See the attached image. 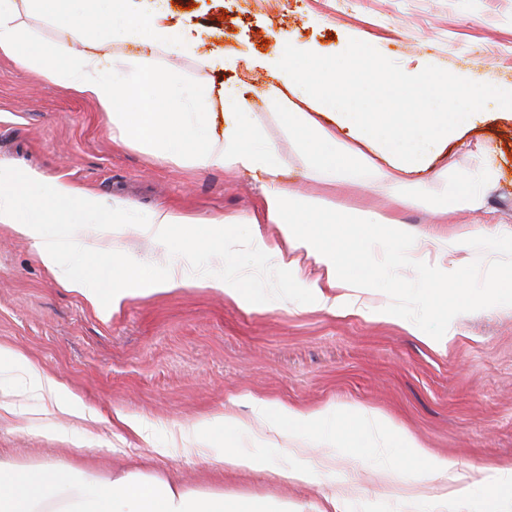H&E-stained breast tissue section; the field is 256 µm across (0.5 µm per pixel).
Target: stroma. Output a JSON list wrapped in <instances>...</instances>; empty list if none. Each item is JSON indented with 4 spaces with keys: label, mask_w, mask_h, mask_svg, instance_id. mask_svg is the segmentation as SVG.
I'll list each match as a JSON object with an SVG mask.
<instances>
[{
    "label": "stroma",
    "mask_w": 512,
    "mask_h": 512,
    "mask_svg": "<svg viewBox=\"0 0 512 512\" xmlns=\"http://www.w3.org/2000/svg\"><path fill=\"white\" fill-rule=\"evenodd\" d=\"M260 0L249 15L228 0H171L166 22L192 39L194 55L150 51L104 36L105 60L150 56L187 83L212 90L215 133L231 115L225 102L248 97L252 121L276 146L286 165L283 183L328 199L342 212L370 203L413 234L439 231L465 236L466 249L449 253L482 295L492 291L512 261V109L496 107L512 94V0ZM365 37L387 73L455 71L460 88L480 90L478 114L468 130L426 161L419 177L424 196L393 208L390 187L375 169L355 170L352 183L334 189L326 175H307L298 134L265 104L259 89L272 82L282 44L303 55L336 59ZM492 166L480 210H464L438 225L433 212L443 181ZM0 164L67 181L103 199L120 198L151 214L170 208L199 226L221 216L249 224L260 210L261 175L200 169L170 160L130 140L120 142L112 121L93 97L47 81L0 55ZM498 253L485 249L487 238ZM102 247L157 265L168 250L127 226L99 236ZM392 234L378 229L366 263L377 285L359 291L361 313L332 314L290 300L252 308L220 291L188 285L167 293L138 290L108 317L61 288L33 239L0 223V347L41 366L66 393L72 413L56 410L55 397L27 399L0 383V458L19 468L66 464L111 477L140 472L177 481L193 494L257 498L274 512H482L483 495L437 503L410 497L379 481L372 464L337 460L309 483L280 474L286 449L300 448L301 463L319 465L326 446L312 431L278 438L263 431L238 435L224 413L247 418L248 399L285 401L304 409L359 404L388 415L433 454L471 473L512 467V296L494 307L477 301L438 318L427 303L432 271L426 264L391 260ZM391 310L413 330L384 319ZM448 336L444 349L424 337ZM140 421L139 437L115 423V413ZM208 417L212 437L228 448L261 456V471L218 475L192 455L181 431Z\"/></svg>",
    "instance_id": "35a3bbf8"
}]
</instances>
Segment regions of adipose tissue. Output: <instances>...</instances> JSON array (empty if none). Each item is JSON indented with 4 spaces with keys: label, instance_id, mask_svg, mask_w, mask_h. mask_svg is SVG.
<instances>
[{
    "label": "adipose tissue",
    "instance_id": "obj_1",
    "mask_svg": "<svg viewBox=\"0 0 512 512\" xmlns=\"http://www.w3.org/2000/svg\"><path fill=\"white\" fill-rule=\"evenodd\" d=\"M127 0H0V53L19 66L47 80L65 85L96 99L112 119L119 138H130L160 151L172 160L189 159L203 168L249 171L263 176L265 221L277 225L283 244L317 256L321 279L308 283L314 306L328 311L354 310V303L337 296L340 288L368 287L376 273L358 263L357 254L374 245L373 225L388 224L386 216L369 208L350 213L345 223L330 219L328 203L288 188L280 176L284 162L274 146L264 140L251 119L248 100H238L237 118L223 135H216L208 112V93L181 82L178 76L149 64L147 59L113 64L104 70L97 52L100 33L94 24L76 25L75 17L100 14L110 20L114 40L135 41L148 47L162 46L189 52L175 29L157 26L149 16L130 19ZM41 12L57 28L66 30L82 45L81 51L60 45L42 49L19 22L22 8ZM289 84L295 85L311 104L299 111L281 87L268 84L262 94L289 128L298 131L311 168L328 174H344L365 161L363 145H372L380 163L376 170L387 181L399 206L417 200L410 193L414 175L427 154L475 112V91H459L452 72H425L414 77L395 76L375 82L383 64L366 40L350 44L344 60L301 57L282 50ZM481 192L473 179L443 185L440 220L462 209L481 206ZM398 258L432 262L438 281L428 303L436 311L447 304H469L472 290L462 276H449L448 254L456 241L445 237L423 239L398 230ZM16 377L34 396L61 394V386L24 355L0 348V374ZM252 421L257 427L281 435L312 430L338 441L352 458L372 448L383 464L377 470L382 481L402 485L411 496L463 499L473 489L484 490L485 512H500L501 499L512 495V469L499 470L482 481L461 473L456 461L430 456L414 434L400 430L380 412L356 405H326L303 412L287 404L255 400ZM209 419H198L195 434L206 436L201 455L207 462L230 471H258L263 462L247 448H224L210 441ZM396 438L401 455L389 459L380 439ZM0 512H268L255 499L234 500L223 495L195 496L176 482L128 473L117 478L92 474L74 476L71 470L44 465L18 470L0 461Z\"/></svg>",
    "mask_w": 512,
    "mask_h": 512
}]
</instances>
